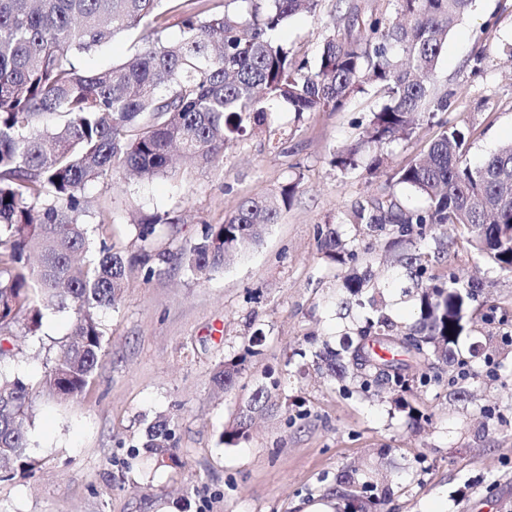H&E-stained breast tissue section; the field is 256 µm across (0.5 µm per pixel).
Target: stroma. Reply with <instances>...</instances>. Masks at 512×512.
Masks as SVG:
<instances>
[{
    "label": "stroma",
    "instance_id": "1",
    "mask_svg": "<svg viewBox=\"0 0 512 512\" xmlns=\"http://www.w3.org/2000/svg\"><path fill=\"white\" fill-rule=\"evenodd\" d=\"M351 9L388 17L395 4L321 0L316 16L291 18L282 38L316 61L324 25H343ZM509 44L512 0H475L449 31L435 75L439 87L455 92L452 107L384 148L378 170L344 172L333 164L380 107L368 90L337 111L299 119L284 107L269 113L265 131L240 137L213 167L183 163L168 176L88 185L89 222L107 215L108 242L126 252L137 248L140 216L169 212L173 222L159 228L153 247L175 251L198 239L204 225L223 223L243 199L289 183L297 190L262 243L210 278L176 266L150 277L133 268L118 305L99 314L105 355L81 398L64 401L40 387L71 313L47 311L41 341L17 334L20 354L4 370L33 390L28 435L36 465L0 480V512H311L317 504L334 512L329 490L351 466L366 478L387 467L390 512H512L511 371L473 380L466 399H449L444 380L415 386L409 400L425 418L413 428L395 408L393 391L367 393L355 382L343 388L311 368L315 351L339 347L371 314L340 304L352 271L370 272L395 321L415 320V299L391 281V232L367 233L343 223V215L388 192L389 178L426 149L440 122L472 128L474 161L512 142V59L503 52ZM323 224L338 225L343 243L358 252L355 264L324 256L317 239ZM452 268L483 281L482 301L508 312L506 322H478L475 334L495 359L511 364L512 346L500 337L512 331V277L476 269L450 251L434 271L444 277ZM257 336L262 343L235 386L217 389V365L243 354ZM273 380L281 410L257 419L249 440L223 444L224 428L254 390ZM297 399L306 419L285 410ZM161 416L176 424L182 469L134 451L145 426ZM382 448L387 456H379Z\"/></svg>",
    "mask_w": 512,
    "mask_h": 512
}]
</instances>
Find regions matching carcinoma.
<instances>
[{"label":"carcinoma","instance_id":"cac0c4a2","mask_svg":"<svg viewBox=\"0 0 512 512\" xmlns=\"http://www.w3.org/2000/svg\"><path fill=\"white\" fill-rule=\"evenodd\" d=\"M320 0H224V9L197 10L188 0H0V364L18 358L15 327L40 335L44 311H69L71 340L57 346L43 384L60 399L80 398L98 368L104 335L97 318L122 298L128 271L139 266L153 276L161 265L177 264L207 279L258 245L278 222L296 185L279 193L249 197L221 224H206L200 238L176 252H154L152 214L135 225L137 251L123 254L100 236L109 223L95 224L86 187L107 178L172 173L173 152L207 168L249 129L264 125L268 112L286 105L302 117L342 108L370 84L383 103L362 136L339 152L335 166L377 169L381 147L411 134L416 122L446 112L453 94L426 81L437 69L452 23L472 0H394L396 17L350 13L353 38L325 28L315 66L281 43L277 31L299 14L316 15ZM178 19L180 37L165 36ZM117 36L132 40L128 58L103 71L87 70L79 59ZM469 133L444 122L427 150L392 176L425 205L405 207L395 193L358 203L348 221L372 232L391 227L404 246L398 262L415 281L417 318L402 328L381 313L366 319L340 348L323 347L317 369L331 382L347 380L369 390L386 383L411 426L421 414L405 397L415 383L440 381V374L411 373V365L381 360L359 344L372 336L412 338L405 352L431 367L448 366L451 384L462 385L491 366L478 365L475 343L467 344L473 307L483 284L453 273L440 282L430 273L431 255L421 242L435 233L450 246L512 275V142L479 162L468 158ZM320 250L332 262L357 259L340 242L336 225L318 230ZM370 276L355 271L343 281L360 305ZM221 365L214 382L228 391L236 384L254 347ZM278 382L258 389L222 443L248 437L254 416L276 406ZM31 388L0 371V478L34 467L29 455ZM171 420L159 418L144 430L140 447L167 465L180 467ZM344 512H381L390 499L383 482L362 480L357 469L336 476L332 489Z\"/></svg>","mask_w":512,"mask_h":512}]
</instances>
